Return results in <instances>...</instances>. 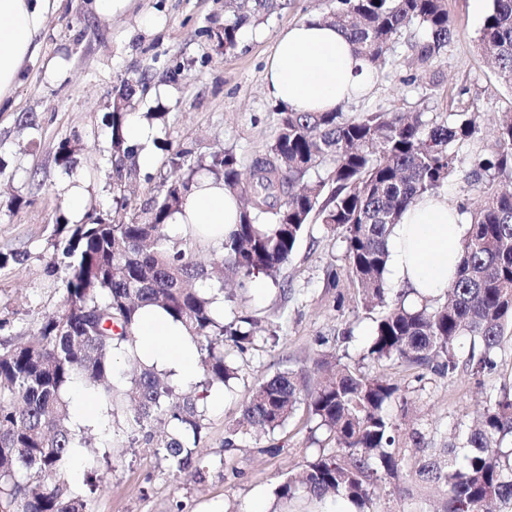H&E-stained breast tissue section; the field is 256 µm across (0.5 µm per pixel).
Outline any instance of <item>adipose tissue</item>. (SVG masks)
I'll use <instances>...</instances> for the list:
<instances>
[{"instance_id":"1","label":"adipose tissue","mask_w":512,"mask_h":512,"mask_svg":"<svg viewBox=\"0 0 512 512\" xmlns=\"http://www.w3.org/2000/svg\"><path fill=\"white\" fill-rule=\"evenodd\" d=\"M53 0H0V102L21 83L24 64L36 52ZM373 80L336 28L314 17L289 26L278 38L266 72L270 95L296 112H332L356 99ZM240 200L208 174H200L181 211L168 219L173 232L202 224L230 235L239 222ZM467 227L447 196L427 194L413 203L388 238L390 280L419 304L441 297L451 282ZM143 359L189 384L197 372L194 344L160 310L146 308L136 331Z\"/></svg>"}]
</instances>
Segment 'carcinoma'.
Segmentation results:
<instances>
[{"label":"carcinoma","mask_w":512,"mask_h":512,"mask_svg":"<svg viewBox=\"0 0 512 512\" xmlns=\"http://www.w3.org/2000/svg\"><path fill=\"white\" fill-rule=\"evenodd\" d=\"M278 7L254 0L252 10L229 0L232 15L208 36L224 49L237 46L239 31ZM356 46L370 67L386 63L396 36L413 27L421 36L409 44L418 67L441 56L453 36L444 0H337L322 16ZM478 51L499 83L512 93V0H491ZM143 77L122 84L109 113L112 174L121 184L137 155L123 129ZM278 134L267 152L241 178L239 160L219 149L170 154L172 176L143 209V217L90 210L78 224H57L51 272L66 273L61 310L42 319L33 336L0 342V507L4 512H91L90 495L99 458L88 427L75 421L68 392L80 385L117 419L128 445H144L170 469L209 470L197 454L205 429L199 400L230 388L236 377L229 361L253 344L259 321L233 314L217 319L224 276L241 281L277 276L288 264L312 221L346 243V272L367 309L381 308L371 340L356 365L324 361L311 385L301 371L286 370L254 388L240 409L224 447L253 430L273 433L299 410L317 422L332 448H321L298 477L275 491L277 503L299 498L319 503L337 497L354 512H380V493L408 500L439 493L438 512H485L497 502L512 510V390L486 402L474 427L443 448H433L417 430L405 431L387 412L407 394L375 366L387 362L450 380L496 366L506 332L512 333V191L488 187L482 199L464 198L456 208L469 215L457 277L446 299L417 307L388 298L387 240L411 204L433 193L457 172L456 145L479 130L473 112H454L443 124L423 113L279 112ZM79 144L65 139L57 163L69 168ZM207 172L250 200L235 230L212 250L221 259H194L191 231L174 238L167 219L181 208L196 176ZM495 173L512 176V109L500 113L495 140L463 179L479 184ZM145 306H156L185 329L196 345L202 393L180 391L164 373L138 358L135 332ZM90 468L84 487L70 484L72 461Z\"/></svg>","instance_id":"obj_1"}]
</instances>
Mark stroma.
<instances>
[{"label":"stroma","mask_w":512,"mask_h":512,"mask_svg":"<svg viewBox=\"0 0 512 512\" xmlns=\"http://www.w3.org/2000/svg\"><path fill=\"white\" fill-rule=\"evenodd\" d=\"M225 0H131L127 11L103 18L86 0H56L38 37L37 56L25 66L24 82L0 104V250L27 251L28 258L0 270V318L9 319L7 338L21 340L35 331L45 314L61 309V275H49L55 224L70 222L65 185L71 171L83 173L85 205L104 213L141 214L170 177L167 154L181 148L201 153L232 150L242 169L265 153L278 129V105L265 86V73L278 35L290 25L325 15L336 0H285L267 20L241 29L237 46L219 49L207 30L223 25ZM456 33L430 70L411 63L414 28L403 29L394 52L359 98L344 105L347 115L368 111L421 112L433 122L449 113L475 112L481 132L457 145L462 172L493 140L499 113L512 109V94L502 88L476 49L490 0H445ZM62 59L65 79L51 81L46 64ZM175 73L172 95L134 98L139 114L163 110L155 120L161 142L151 169L112 188L109 129L105 117L122 79L144 76L159 85ZM34 125H26V116ZM80 138L83 148L72 169L55 161L62 139ZM336 269L335 287L326 272ZM264 288L227 287L225 312L262 317L267 330L246 351L235 354L238 376L221 404H206L199 453L210 464L205 480L193 472L172 473L144 447H109V435L93 430L101 453L98 489L92 512H270L274 490L289 474L300 472L316 453L326 432L310 431L302 417L284 430L244 437L234 449L224 437L251 390L285 370L320 375L325 356H346L357 363L367 346L377 311L365 309L346 275L345 244L322 224L307 226L290 261ZM384 373L396 380L411 402L409 412L389 404L392 416L421 424L436 439L451 440L472 424L475 412L500 388L512 385V343L496 355L493 371L448 381L388 363Z\"/></svg>","instance_id":"35a3bbf8"}]
</instances>
